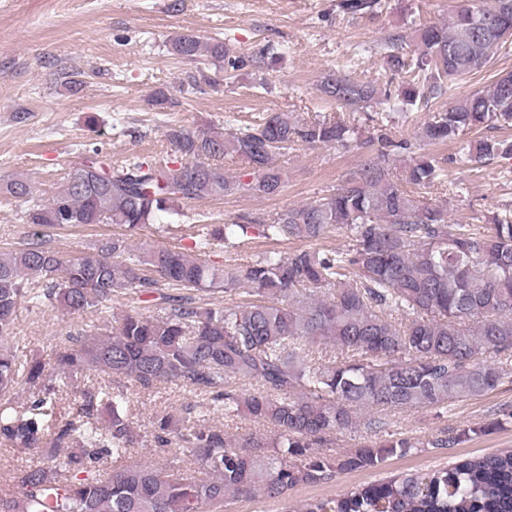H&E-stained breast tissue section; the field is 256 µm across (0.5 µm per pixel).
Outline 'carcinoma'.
Returning a JSON list of instances; mask_svg holds the SVG:
<instances>
[{
    "label": "carcinoma",
    "instance_id": "1",
    "mask_svg": "<svg viewBox=\"0 0 512 512\" xmlns=\"http://www.w3.org/2000/svg\"><path fill=\"white\" fill-rule=\"evenodd\" d=\"M380 0H342L346 12L371 14ZM496 24L478 28L483 12ZM512 26V0H468L446 24L417 29L416 49L391 43L388 63L405 74L399 93L339 71L321 81L325 99L345 108L379 103L393 109L449 93L463 76L484 68L509 47L493 46L498 28ZM171 53L216 67H238L224 42L183 33ZM512 127V71L491 85L433 113L419 131L428 143L452 142L451 161L471 169L512 156L509 138L472 140L483 129ZM167 138L181 159L153 164L132 156L112 166L98 146L85 150L47 202L31 199V230L0 253V445L28 448L43 463L15 467L12 493L0 512H220L239 498L284 503L299 485L336 474L379 469L395 454L418 447L450 448L469 430L446 431L420 443L385 432L373 409H446L461 398L496 389L512 376V208L485 224H451L448 212L417 198L405 185H432L439 162L422 156L405 182L393 179V142L375 124L361 142L359 128L334 116L301 121L289 112L262 116L228 136L172 127ZM378 143L336 191L288 207L258 225L261 237L317 241L342 231L347 244L330 251H272L245 267L218 269L177 247L137 248L122 234L95 240L89 251L66 257L48 245L41 228L112 224L136 229L161 214L181 216L180 204L235 192L277 196L284 181L273 165L296 144ZM244 161L250 181L224 176L225 157ZM28 197L22 178L0 186ZM250 224H202L207 249L248 234ZM185 291L160 295L157 311H135L112 325L68 334L46 358L21 359L8 345L19 306L52 305L67 314L100 313L112 297L149 298L160 284ZM195 291L246 295L233 305L201 306ZM329 346L344 360L309 364L313 349ZM95 373L105 384L80 387ZM255 385L237 391L227 380ZM143 389L175 388L203 396L209 411L248 417L265 435L231 437L204 424L195 406L175 422L151 421L162 464L130 461L143 443L128 415L124 382ZM26 405L14 404L17 385ZM74 396L71 416L58 409ZM354 448L330 453L331 437L357 432ZM301 512H512V451L460 460L361 485L334 498L315 499Z\"/></svg>",
    "mask_w": 512,
    "mask_h": 512
}]
</instances>
